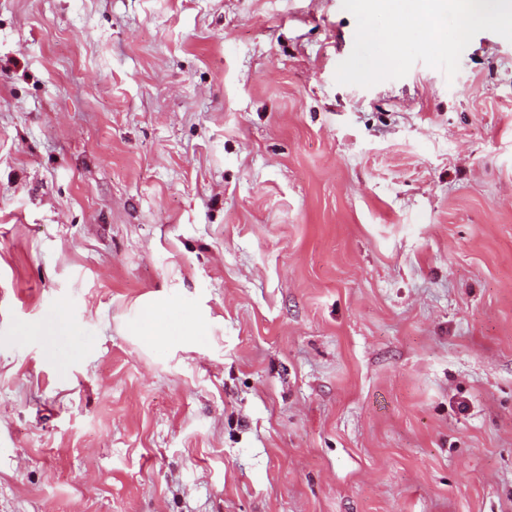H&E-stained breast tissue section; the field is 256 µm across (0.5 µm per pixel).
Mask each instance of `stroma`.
<instances>
[{
  "label": "stroma",
  "mask_w": 512,
  "mask_h": 512,
  "mask_svg": "<svg viewBox=\"0 0 512 512\" xmlns=\"http://www.w3.org/2000/svg\"><path fill=\"white\" fill-rule=\"evenodd\" d=\"M355 32L0 0V512H512V42ZM164 302H158L151 309V313L147 321L141 328L140 335L144 339L153 344L165 343L168 339L166 328V309Z\"/></svg>",
  "instance_id": "35a3bbf8"
}]
</instances>
